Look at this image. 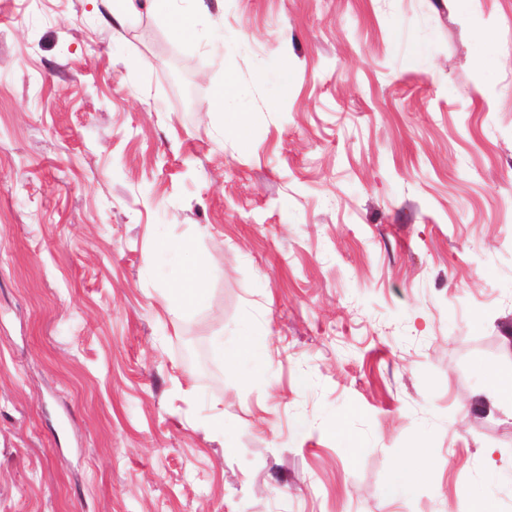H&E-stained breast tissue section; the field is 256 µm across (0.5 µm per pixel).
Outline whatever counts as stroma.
<instances>
[{
	"instance_id": "1",
	"label": "stroma",
	"mask_w": 512,
	"mask_h": 512,
	"mask_svg": "<svg viewBox=\"0 0 512 512\" xmlns=\"http://www.w3.org/2000/svg\"><path fill=\"white\" fill-rule=\"evenodd\" d=\"M206 4L0 0V512H512V0ZM172 0H147L149 8L167 20L176 38L184 39L192 30L194 15L177 16L171 13ZM213 264L212 261H205L202 264L196 262L186 270L181 288L175 292V299L181 306L193 308L204 300L206 282ZM269 336L261 332H246L240 340L238 349L231 361H247L251 365V375H263L266 371ZM493 404L507 403L512 406V372L499 373L495 378V386L488 393Z\"/></svg>"
}]
</instances>
